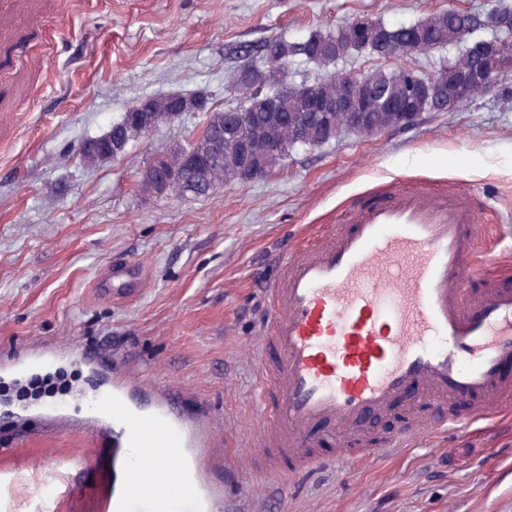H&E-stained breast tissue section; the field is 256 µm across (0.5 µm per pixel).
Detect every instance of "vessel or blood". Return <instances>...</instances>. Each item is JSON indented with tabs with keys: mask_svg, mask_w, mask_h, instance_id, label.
Here are the masks:
<instances>
[{
	"mask_svg": "<svg viewBox=\"0 0 512 512\" xmlns=\"http://www.w3.org/2000/svg\"><path fill=\"white\" fill-rule=\"evenodd\" d=\"M470 195L437 197L395 187L352 207L345 226L296 245L266 283L258 341L264 430L258 446L272 477L322 460L319 425L353 436L351 456L372 462L414 428L376 447L358 441L371 417L414 392L458 424L445 400L473 402V419L507 403L512 366V282L472 285L487 259ZM85 362L109 376L97 410L80 423L110 448L104 512H227L235 471L215 451L199 405L178 410L176 390L132 379L107 355Z\"/></svg>",
	"mask_w": 512,
	"mask_h": 512,
	"instance_id": "1",
	"label": "vessel or blood"
}]
</instances>
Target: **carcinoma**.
I'll return each mask as SVG.
<instances>
[{
    "mask_svg": "<svg viewBox=\"0 0 512 512\" xmlns=\"http://www.w3.org/2000/svg\"><path fill=\"white\" fill-rule=\"evenodd\" d=\"M469 13L448 8L428 15L426 18L401 25H389L376 20L362 30L348 22L334 28L313 30L300 39L291 40L284 35H273L254 46L239 47L234 53L246 60V67L240 70L237 89L242 94L241 105L222 111L205 107L206 124L200 139L213 143L215 154L209 158L208 182L224 186L236 184L246 186L253 182L250 172L237 167L242 151V141L238 137H219L220 129L232 119L235 112H247L251 116V126L258 131L254 138L258 152L260 176L264 177L282 166L291 151L299 147H318L335 139L339 134L347 133L345 118L347 113H336V130H331L323 122L304 111L307 98L318 95L324 99H336V83L317 78L313 81L292 83L285 90L284 108L280 121H270L266 99L276 91L273 85H258V67L272 62L284 69L296 62L313 63L328 66L357 52H366L379 59L392 58L390 48L401 41L416 38L422 45V51L429 52L439 48L454 46L457 55L447 64L436 70L433 77L427 78L431 84L450 87L456 83L460 74L475 65L466 40L461 37L460 27L468 21ZM409 66L399 65L392 69H379L374 72L378 87L386 95L403 96L406 91ZM200 95L172 94L150 97L143 101L153 114L171 115L175 112H196ZM414 112H443L444 106L425 95H417L408 102ZM395 123L392 112L377 105L372 106L363 137H370L391 128ZM276 140L284 146L276 151L266 149V141Z\"/></svg>",
    "mask_w": 512,
    "mask_h": 512,
    "instance_id": "obj_1",
    "label": "carcinoma"
}]
</instances>
